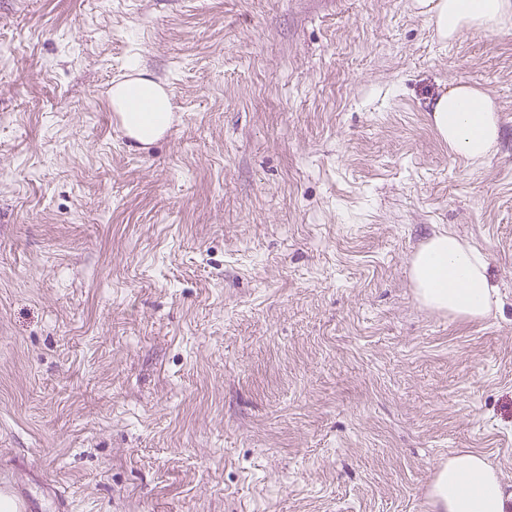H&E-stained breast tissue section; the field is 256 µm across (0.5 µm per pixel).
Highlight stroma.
I'll list each match as a JSON object with an SVG mask.
<instances>
[{"mask_svg":"<svg viewBox=\"0 0 512 512\" xmlns=\"http://www.w3.org/2000/svg\"><path fill=\"white\" fill-rule=\"evenodd\" d=\"M415 0H0V463L69 512H433L470 449L512 482V25ZM173 125L123 144L102 90ZM455 81L500 115L451 152ZM489 260L481 320L413 255ZM415 5L448 40L465 28L495 32L512 21L511 0H417ZM117 92L120 98L121 112H111L112 126L121 129L123 139L129 144L148 145L141 143L136 137L149 139L153 134H145L140 129L128 125L122 112H127L128 118L143 127H161L171 112L169 97H160L154 82L147 78L136 81H124L118 84ZM435 126L448 148L474 163L494 151L499 137V114L480 89L457 83L441 95L433 108ZM488 261L451 232L430 238L413 256L411 277L427 308L466 320H481L497 305Z\"/></svg>","mask_w":512,"mask_h":512,"instance_id":"35a3bbf8","label":"stroma"}]
</instances>
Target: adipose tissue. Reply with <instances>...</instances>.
Here are the masks:
<instances>
[{
    "instance_id": "obj_1",
    "label": "adipose tissue",
    "mask_w": 512,
    "mask_h": 512,
    "mask_svg": "<svg viewBox=\"0 0 512 512\" xmlns=\"http://www.w3.org/2000/svg\"><path fill=\"white\" fill-rule=\"evenodd\" d=\"M440 35L454 38L466 28L494 32L512 22V0H416ZM121 111L135 124L162 126L171 111L169 97L159 96L147 78L120 83ZM435 126L454 153L474 163L494 151L499 114L491 98L466 84L451 85L433 108ZM488 261L456 235L430 238L414 255L411 277L418 300L454 318L481 320L497 302V287L487 274ZM429 497L434 512H512V486L487 456L461 451L439 467Z\"/></svg>"
}]
</instances>
